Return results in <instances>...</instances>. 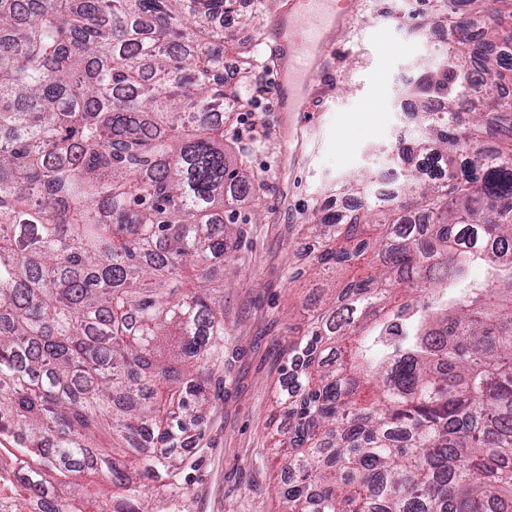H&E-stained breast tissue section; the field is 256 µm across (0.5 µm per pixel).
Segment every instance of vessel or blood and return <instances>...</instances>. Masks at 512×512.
Here are the masks:
<instances>
[{
    "label": "vessel or blood",
    "mask_w": 512,
    "mask_h": 512,
    "mask_svg": "<svg viewBox=\"0 0 512 512\" xmlns=\"http://www.w3.org/2000/svg\"><path fill=\"white\" fill-rule=\"evenodd\" d=\"M359 8L360 0H284L265 33L275 61L276 111H312V99L297 87L315 86L330 74L338 37Z\"/></svg>",
    "instance_id": "obj_1"
}]
</instances>
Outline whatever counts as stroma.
<instances>
[{"label": "stroma", "mask_w": 512, "mask_h": 512, "mask_svg": "<svg viewBox=\"0 0 512 512\" xmlns=\"http://www.w3.org/2000/svg\"><path fill=\"white\" fill-rule=\"evenodd\" d=\"M436 15V0H365L340 37L331 75L312 92L317 114L308 126L274 109L273 62L263 41L270 12L225 18V33L260 51L241 80L264 133L251 152L231 144L235 162L260 188L234 206L245 238L234 253L240 282L224 291V364L203 436L185 449L181 488L163 500L164 512H281L276 443L288 428L278 403L282 369L290 329L303 323L301 303L318 283L310 269L318 241L308 226L377 194L397 139L416 135L403 90L440 60L425 27ZM363 170L371 174L365 193L346 196L341 183Z\"/></svg>", "instance_id": "1"}]
</instances>
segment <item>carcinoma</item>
<instances>
[{
    "instance_id": "cac0c4a2",
    "label": "carcinoma",
    "mask_w": 512,
    "mask_h": 512,
    "mask_svg": "<svg viewBox=\"0 0 512 512\" xmlns=\"http://www.w3.org/2000/svg\"><path fill=\"white\" fill-rule=\"evenodd\" d=\"M235 2L0 0V512H71L86 472L120 491L98 512L179 489L254 190L217 113ZM467 2L393 147L408 200L315 224L313 268L369 273L289 342L284 512H512V152L457 163L465 116L512 136V53Z\"/></svg>"
}]
</instances>
